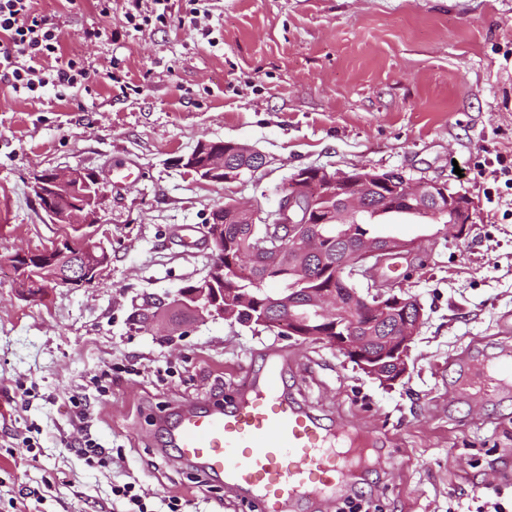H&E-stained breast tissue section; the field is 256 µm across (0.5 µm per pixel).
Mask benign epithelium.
<instances>
[{
	"label": "benign epithelium",
	"mask_w": 512,
	"mask_h": 512,
	"mask_svg": "<svg viewBox=\"0 0 512 512\" xmlns=\"http://www.w3.org/2000/svg\"><path fill=\"white\" fill-rule=\"evenodd\" d=\"M85 171L71 168L65 171H52L49 177L37 176L31 183V191L35 198L43 199L47 207L45 215L50 223H57L55 210L49 208L51 198L60 189L69 187L82 179ZM316 175V198L323 202L313 216H305L303 224L296 225L292 218L299 198L308 193L309 183L305 179ZM386 186L398 191L406 201H415L423 197H434L437 206L436 216H450L448 228L452 236L461 239L472 229L473 205L471 200L459 192L448 191V185L441 181H427L413 184L402 178L397 180L391 174H382L376 170H361L356 174L339 172L329 173L323 169L316 172L301 170V175L295 177L292 188L285 191L279 201L276 211L278 224L294 225L293 233L298 246L304 251H311L312 238L307 234L305 225L317 222L319 224H342L354 213L363 210V199L367 189L373 185ZM416 244L400 241L388 250L379 248L374 240H365L351 254L345 267L353 276L367 278L381 268L387 259L404 253H412ZM45 266L54 274L57 281H65L73 286H86L94 282L100 274L101 266L87 261H76L63 248L47 253ZM224 282V263L218 260L213 264L209 274L197 288L189 293L180 294L178 298L193 303L200 316L223 319L233 322L242 308L254 302L249 294H232L224 292L218 284ZM396 285L393 283L375 282L368 288L369 295L353 294L350 305L364 310L383 313L386 317L395 319V333L380 339L383 348L366 350L364 340L353 334L354 329L367 330L368 324L355 323L351 327L339 330L341 323L336 317L342 313L343 303L325 288H309L305 291V306L311 316L325 329L314 334L305 333L303 315L293 310L294 299H288V315L274 322H269L266 316H261L256 326L276 331L287 338L303 342L321 344L343 356L353 364L354 368L364 375L376 379L386 387L400 383L409 370V359L412 344L419 332L423 320V312H415L412 300L401 298L395 294Z\"/></svg>",
	"instance_id": "7a95c632"
}]
</instances>
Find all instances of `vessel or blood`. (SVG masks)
I'll return each instance as SVG.
<instances>
[{
    "mask_svg": "<svg viewBox=\"0 0 512 512\" xmlns=\"http://www.w3.org/2000/svg\"><path fill=\"white\" fill-rule=\"evenodd\" d=\"M474 373L487 389L512 382V357L477 365ZM164 430L182 461L249 497L259 512H297L328 501L367 462L365 449L346 446L350 429L326 434L313 414L289 401L274 365L249 377L236 401L187 405Z\"/></svg>",
    "mask_w": 512,
    "mask_h": 512,
    "instance_id": "obj_1",
    "label": "vessel or blood"
}]
</instances>
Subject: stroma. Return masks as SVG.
I'll list each match as a JSON object with an SVG mask.
<instances>
[{
	"mask_svg": "<svg viewBox=\"0 0 512 512\" xmlns=\"http://www.w3.org/2000/svg\"><path fill=\"white\" fill-rule=\"evenodd\" d=\"M35 7L55 16L67 57L92 75L65 98L0 81V512H113L112 485L130 477L147 497L186 500L187 512H256L167 448L159 421L188 401L232 399L274 350L289 397L328 430L371 434L372 464L346 495L363 493L376 512H450L488 483L512 487V388L482 398L460 383L512 351V185L490 176L498 157L512 161V0H210L206 37L179 23L189 0H170L166 25L140 32L123 0L107 17L95 0ZM98 27L108 36L82 40ZM202 140L248 145L269 165L243 183L199 180L175 159ZM69 167L105 186L90 231L111 259L91 285L22 301L8 254L72 233L49 223L28 182ZM306 167L398 170L475 203L462 239L406 218L416 252L375 273L423 310L395 387L333 349L237 323L163 330L132 319L205 277L210 251L187 247L184 226L203 231L231 199L270 213ZM109 366L102 396L90 379ZM73 395L90 402L91 432L114 451L108 467H88L64 442Z\"/></svg>",
	"mask_w": 512,
	"mask_h": 512,
	"instance_id": "1",
	"label": "stroma"
}]
</instances>
